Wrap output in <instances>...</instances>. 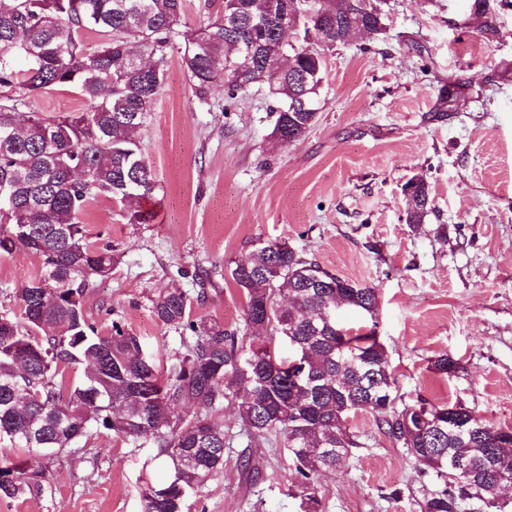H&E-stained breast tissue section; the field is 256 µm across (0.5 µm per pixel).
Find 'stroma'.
Instances as JSON below:
<instances>
[{"mask_svg": "<svg viewBox=\"0 0 512 512\" xmlns=\"http://www.w3.org/2000/svg\"><path fill=\"white\" fill-rule=\"evenodd\" d=\"M385 33L326 52L315 125L293 143L274 135L278 106L267 85L233 104L194 96L178 53L139 135L156 188L132 207L101 199L84 212L89 244L120 261L84 303L98 332L120 323L159 366L185 351L155 317L165 289L205 290L194 313L244 325L233 261L285 241L324 269L379 297L377 336L403 403L459 402L490 425L512 427V9L485 40L465 0H389ZM470 85L446 103L449 82ZM423 176L433 199L422 224L406 222L402 188ZM143 214L130 223L131 211ZM38 271L23 250L0 256V313L16 311ZM458 364L442 375L431 362ZM224 469L185 512H301L285 449L241 432L232 408ZM359 445L322 473L323 512H421L439 482L420 474L374 417L349 419ZM151 441L89 432L49 468L38 496L0 500V512H144L141 489L166 469ZM249 457L261 471L240 467Z\"/></svg>", "mask_w": 512, "mask_h": 512, "instance_id": "1", "label": "stroma"}]
</instances>
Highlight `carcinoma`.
<instances>
[{
	"instance_id": "1",
	"label": "carcinoma",
	"mask_w": 512,
	"mask_h": 512,
	"mask_svg": "<svg viewBox=\"0 0 512 512\" xmlns=\"http://www.w3.org/2000/svg\"><path fill=\"white\" fill-rule=\"evenodd\" d=\"M293 0H224L219 20L187 30L185 0H0V184L14 190L10 212H0V255L24 248L39 260L19 311L0 324V499L40 494L44 470L27 465L31 452L52 449L54 461L93 426L120 438H149L166 480L142 489L144 512H183L187 499L224 468L228 430L215 413L234 408L247 435L275 436L297 474L304 512H321L317 479L357 447L350 415L369 412L376 425L415 459L422 474L442 487L424 497L421 512H509L501 490L512 485V428L487 424L465 405L418 398L398 405L397 380L377 336L379 301L362 287L322 268L288 242H268L234 262L231 277L246 297L243 334L211 318L194 316V298L167 289L153 301L162 325L190 341L168 375L159 373L137 336L112 323L102 335L84 312L89 288L112 275L110 248L86 240L80 215L98 198L148 196L156 184L145 163L139 131L151 117L165 81L168 53H180L195 97L219 87L235 99L266 84L281 100L275 129L301 139L316 111L293 108L296 77L323 83L325 51L350 38L361 12L358 0H319L309 40L288 46V71L274 76L257 65L224 75L236 40L259 51L278 44L277 28ZM483 18L481 35H499L498 9L512 0H470ZM367 34L386 29V14L371 7ZM101 37L95 47L84 36ZM71 89L81 112L47 115L29 110L42 93ZM405 186L406 222L421 224L432 206L427 181ZM372 320L350 334L338 304ZM288 343V354L274 346ZM80 368L61 388L56 378ZM184 403L192 415L173 416Z\"/></svg>"
}]
</instances>
